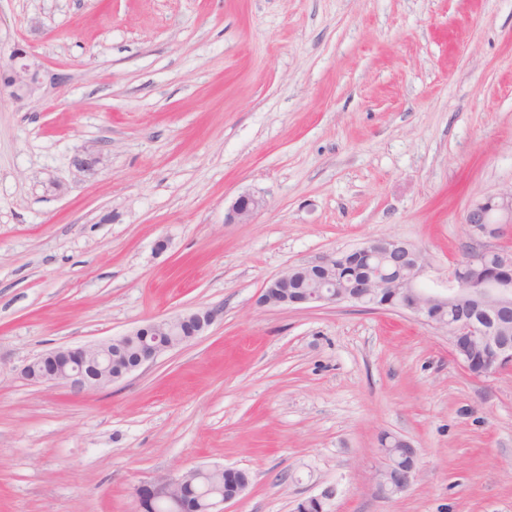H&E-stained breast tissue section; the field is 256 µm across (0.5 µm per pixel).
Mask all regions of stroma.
I'll return each instance as SVG.
<instances>
[{"label": "stroma", "mask_w": 512, "mask_h": 512, "mask_svg": "<svg viewBox=\"0 0 512 512\" xmlns=\"http://www.w3.org/2000/svg\"><path fill=\"white\" fill-rule=\"evenodd\" d=\"M509 190L512 0H0V512H136L137 485L218 466L252 476L224 512H512V367L474 375L395 311L255 303L380 238L447 287L512 251L465 222ZM208 306L107 388L21 375ZM385 434L417 450L390 496ZM264 205V196L255 192H244L233 201L224 221L228 224H248Z\"/></svg>", "instance_id": "obj_1"}]
</instances>
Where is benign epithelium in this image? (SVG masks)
I'll return each instance as SVG.
<instances>
[{
    "label": "benign epithelium",
    "mask_w": 512,
    "mask_h": 512,
    "mask_svg": "<svg viewBox=\"0 0 512 512\" xmlns=\"http://www.w3.org/2000/svg\"><path fill=\"white\" fill-rule=\"evenodd\" d=\"M12 81L33 91L37 88L38 73L29 72L23 65L14 70ZM496 208L505 214L497 221V234L505 233L512 223V192L495 196ZM265 205L264 196L244 192L236 197L224 217L226 224H248ZM490 223L489 210L477 203L468 211L466 224L472 234L485 235ZM356 270L351 288L336 278L334 258L316 263L300 264L271 277L257 298L261 306L353 303L369 309L405 312L415 320L448 333L456 357L466 361V350L472 346L485 349L482 374L497 373L512 363V337L504 326L512 319V255L495 252L499 276L481 280L477 287L458 277L457 269L473 261L468 255L448 272V288L435 291L420 287L426 273L427 260L423 253L404 246L403 241L381 238L365 243L351 251ZM317 282L314 291L290 294L289 283L298 274ZM447 303L457 307L455 319L448 321L435 309ZM221 316L218 307L186 310L174 316L151 320L131 332L107 341L78 348L59 347L45 352L25 364L21 375L35 384L62 382L76 393L102 389L123 380L136 370L152 363L160 354L186 344L203 335ZM135 340V355L130 360L120 358L129 340ZM397 447L382 445L383 464L376 470L377 486L381 493L392 495L404 491L417 474L416 466L403 464L401 456L414 455V448L403 439ZM205 474L227 477L224 495L203 500L197 480ZM250 476L233 467L196 468L182 475L147 482L135 488L138 512H156L164 503L168 512H223L220 506L238 499L249 487Z\"/></svg>",
    "instance_id": "benign-epithelium-1"
}]
</instances>
